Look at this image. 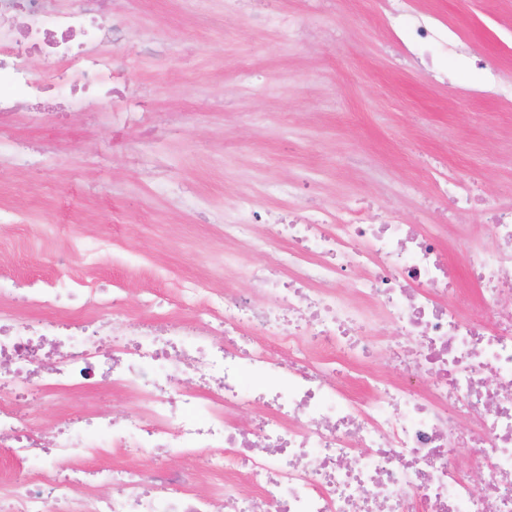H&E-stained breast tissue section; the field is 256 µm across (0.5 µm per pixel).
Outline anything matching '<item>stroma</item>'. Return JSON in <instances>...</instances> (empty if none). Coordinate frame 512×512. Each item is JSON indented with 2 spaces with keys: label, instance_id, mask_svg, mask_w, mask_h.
<instances>
[{
  "label": "stroma",
  "instance_id": "stroma-1",
  "mask_svg": "<svg viewBox=\"0 0 512 512\" xmlns=\"http://www.w3.org/2000/svg\"><path fill=\"white\" fill-rule=\"evenodd\" d=\"M119 15L114 61L125 93L159 118L152 133L126 114L88 110L42 125L11 126L32 166L0 156V200L15 223L0 227V274L17 285L65 274L87 287L121 288L125 312L180 316L185 280L203 294L250 292L251 244H224L240 193L278 214L293 199L320 206L392 209L416 221L442 168L478 174L488 200L512 195V105L481 78H440L404 57L370 0H279L313 30L288 44L261 22V0L238 11L224 0H55ZM458 32L471 60L512 86V0H416ZM111 246L93 269L72 237ZM115 389L31 405L51 425L66 414H124Z\"/></svg>",
  "mask_w": 512,
  "mask_h": 512
}]
</instances>
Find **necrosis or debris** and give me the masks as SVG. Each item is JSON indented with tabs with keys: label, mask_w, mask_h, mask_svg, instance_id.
<instances>
[{
	"label": "necrosis or debris",
	"mask_w": 512,
	"mask_h": 512,
	"mask_svg": "<svg viewBox=\"0 0 512 512\" xmlns=\"http://www.w3.org/2000/svg\"><path fill=\"white\" fill-rule=\"evenodd\" d=\"M386 19L408 56L460 58L447 27L386 0ZM0 127L20 102L47 89L113 112L115 29L86 9L53 0H0ZM48 45L52 84L28 53ZM457 209L480 212L486 234L459 225L462 271L482 316L467 318L445 294L450 269L437 226L393 214L369 222L363 208L295 203L267 222L249 194L228 241L251 240L267 264L247 269L254 291L203 294L184 282L182 307L197 321L142 326L117 316L120 290L84 287L70 276L31 289L40 317L18 314L0 284V473L9 512H512V198L489 202L451 177ZM383 323L394 341L387 372L372 370ZM131 395L118 417L25 420L33 392L70 395L99 381ZM361 385L367 398L352 393ZM263 414L245 423L241 412ZM121 450L126 466L74 476L76 462ZM485 465L475 486L459 455ZM147 457L154 466L134 467ZM190 462L172 473L169 458ZM252 496H243L240 483Z\"/></svg>",
	"instance_id": "1"
}]
</instances>
